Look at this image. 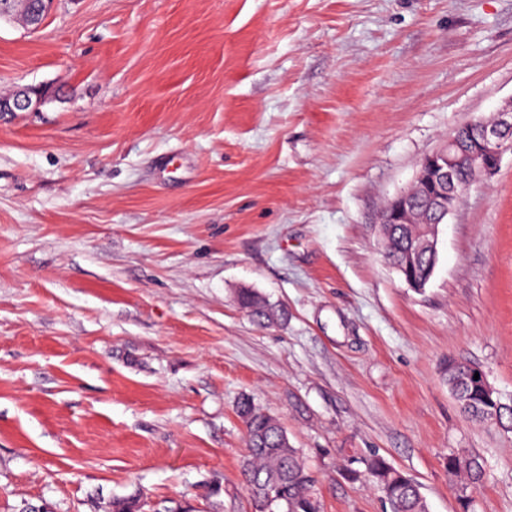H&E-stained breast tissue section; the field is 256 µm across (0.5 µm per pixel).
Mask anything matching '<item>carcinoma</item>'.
<instances>
[{
  "label": "carcinoma",
  "instance_id": "obj_1",
  "mask_svg": "<svg viewBox=\"0 0 512 512\" xmlns=\"http://www.w3.org/2000/svg\"><path fill=\"white\" fill-rule=\"evenodd\" d=\"M412 236L410 226H393L390 246L384 253L388 263H400ZM237 301L240 308L260 325L270 326L288 319L283 306L252 288L239 289ZM445 376L448 388L464 414L482 422L495 414L503 427H512V400L506 402L498 393H489L476 385L474 369L470 365L456 361ZM236 412L246 429L247 453L242 460V469L255 512H321L314 493L316 480L299 449L291 445L279 420L257 409L248 395L239 398ZM360 463L364 470L347 468L344 477L350 480L365 478L376 485L383 493L385 512H429L419 485L385 457L373 453ZM447 464L448 474L464 478L467 486L476 487L483 481V462L476 453L464 450L451 453ZM144 507L145 502L137 496L112 499V512H144Z\"/></svg>",
  "mask_w": 512,
  "mask_h": 512
}]
</instances>
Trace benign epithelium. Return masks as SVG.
Listing matches in <instances>:
<instances>
[{
	"mask_svg": "<svg viewBox=\"0 0 512 512\" xmlns=\"http://www.w3.org/2000/svg\"><path fill=\"white\" fill-rule=\"evenodd\" d=\"M52 0H42L34 10L27 0H0V18L19 12L28 27L43 26ZM45 102L44 93L36 87H22L7 96H0V114L5 112H36ZM469 139L462 143L450 135L442 149L426 157L419 166L412 185L390 199L379 216V224H411L419 208L423 231L415 247L406 255V265L414 263L427 250H437L440 224L434 216L451 214L452 193L456 190L458 173L466 168L470 181L488 179L496 174L506 154H512V97L491 118L466 122Z\"/></svg>",
	"mask_w": 512,
	"mask_h": 512,
	"instance_id": "benign-epithelium-1",
	"label": "benign epithelium"
}]
</instances>
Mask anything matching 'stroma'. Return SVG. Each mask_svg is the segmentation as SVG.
<instances>
[{
  "mask_svg": "<svg viewBox=\"0 0 512 512\" xmlns=\"http://www.w3.org/2000/svg\"><path fill=\"white\" fill-rule=\"evenodd\" d=\"M0 512H254L250 395L322 512H385L376 452L430 512H512V156L441 225L422 291L374 225L459 124L512 97V0H54L0 20ZM249 287L288 309L261 327ZM484 460L463 490L450 453ZM27 1L28 0H1L0 18L10 17L16 12H20L28 27L32 30H39L43 26L52 0H42L40 8L37 10L32 9ZM45 102L44 93L36 87H22L7 96H0V114L5 112H36ZM454 366L444 375L451 394L456 398L461 411L468 417L485 422L487 415L496 414L500 424L512 427V400L503 401L497 392L488 393V384L483 375L485 388L476 385L474 369L464 362L454 361Z\"/></svg>",
  "mask_w": 512,
  "mask_h": 512,
  "instance_id": "35a3bbf8",
  "label": "stroma"
}]
</instances>
